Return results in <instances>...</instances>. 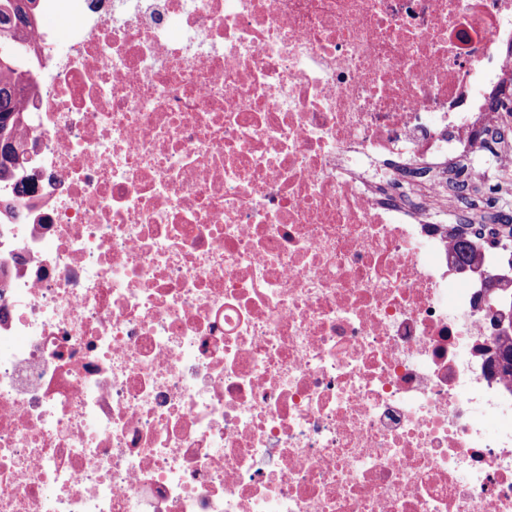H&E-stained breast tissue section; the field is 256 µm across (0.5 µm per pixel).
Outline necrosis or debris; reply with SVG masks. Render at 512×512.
I'll return each instance as SVG.
<instances>
[{
  "label": "necrosis or debris",
  "instance_id": "obj_1",
  "mask_svg": "<svg viewBox=\"0 0 512 512\" xmlns=\"http://www.w3.org/2000/svg\"><path fill=\"white\" fill-rule=\"evenodd\" d=\"M41 2L0 512H512V0Z\"/></svg>",
  "mask_w": 512,
  "mask_h": 512
}]
</instances>
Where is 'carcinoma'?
<instances>
[{
	"mask_svg": "<svg viewBox=\"0 0 512 512\" xmlns=\"http://www.w3.org/2000/svg\"><path fill=\"white\" fill-rule=\"evenodd\" d=\"M35 0H0V129L6 128L8 143L0 149V179L12 176L20 166L22 156L15 141L17 126L22 120L23 106L19 97L21 84L28 80L25 70L26 49L17 40L15 32L21 25H28L32 16L28 5Z\"/></svg>",
	"mask_w": 512,
	"mask_h": 512,
	"instance_id": "cac0c4a2",
	"label": "carcinoma"
}]
</instances>
